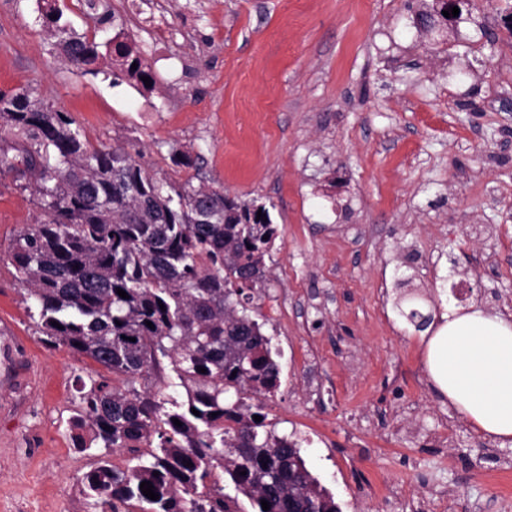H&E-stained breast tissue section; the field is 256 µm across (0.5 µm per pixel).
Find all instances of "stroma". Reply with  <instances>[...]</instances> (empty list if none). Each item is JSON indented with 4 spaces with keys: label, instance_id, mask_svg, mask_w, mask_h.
Returning a JSON list of instances; mask_svg holds the SVG:
<instances>
[{
    "label": "stroma",
    "instance_id": "stroma-1",
    "mask_svg": "<svg viewBox=\"0 0 512 512\" xmlns=\"http://www.w3.org/2000/svg\"><path fill=\"white\" fill-rule=\"evenodd\" d=\"M97 75L53 45L44 0H0V91L31 88L156 179L272 204L251 311L278 353L262 406L340 512H512V447L430 385L398 300L512 313V31L505 0L420 25L434 0H58ZM154 83L113 81L116 32ZM190 166L175 165L173 151ZM42 216L0 173V512H96L79 480L77 380L8 254Z\"/></svg>",
    "mask_w": 512,
    "mask_h": 512
}]
</instances>
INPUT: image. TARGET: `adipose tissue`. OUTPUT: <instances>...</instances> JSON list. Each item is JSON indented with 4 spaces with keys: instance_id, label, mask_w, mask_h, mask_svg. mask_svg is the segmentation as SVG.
Masks as SVG:
<instances>
[{
    "instance_id": "obj_1",
    "label": "adipose tissue",
    "mask_w": 512,
    "mask_h": 512,
    "mask_svg": "<svg viewBox=\"0 0 512 512\" xmlns=\"http://www.w3.org/2000/svg\"><path fill=\"white\" fill-rule=\"evenodd\" d=\"M424 364L476 432L512 445V314L475 305L447 311L424 342Z\"/></svg>"
}]
</instances>
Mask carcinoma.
Returning a JSON list of instances; mask_svg holds the SVG:
<instances>
[{
    "mask_svg": "<svg viewBox=\"0 0 512 512\" xmlns=\"http://www.w3.org/2000/svg\"><path fill=\"white\" fill-rule=\"evenodd\" d=\"M46 18L69 61L98 74V44L60 24L56 5ZM112 65L116 79L152 77L120 32ZM22 96L25 105L0 110V171L27 182L43 218L14 240L15 279L33 298L43 343L121 381L79 380L76 447L129 454L124 470L100 461L82 493L101 512L135 503L141 512H239L224 495L227 475L254 512H338L297 443L268 432L253 419L261 406L243 402L281 386L271 340L249 314L277 238L270 209L190 178L167 187L130 152L94 145L66 113ZM162 358L185 390L181 402L146 384ZM143 482L159 499L143 495Z\"/></svg>",
    "mask_w": 512,
    "mask_h": 512,
    "instance_id": "cac0c4a2",
    "label": "carcinoma"
}]
</instances>
